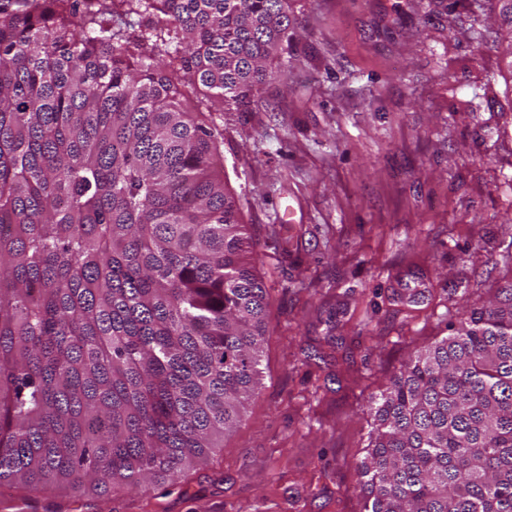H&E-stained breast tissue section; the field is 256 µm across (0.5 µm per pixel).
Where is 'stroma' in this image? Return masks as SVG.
<instances>
[{"label": "stroma", "instance_id": "stroma-1", "mask_svg": "<svg viewBox=\"0 0 512 512\" xmlns=\"http://www.w3.org/2000/svg\"><path fill=\"white\" fill-rule=\"evenodd\" d=\"M245 112L199 117L269 295L262 385L208 462L112 512H361L366 400L512 281V76L497 0H291ZM67 487L0 512H97Z\"/></svg>", "mask_w": 512, "mask_h": 512}]
</instances>
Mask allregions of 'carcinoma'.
Here are the masks:
<instances>
[{
  "label": "carcinoma",
  "instance_id": "obj_1",
  "mask_svg": "<svg viewBox=\"0 0 512 512\" xmlns=\"http://www.w3.org/2000/svg\"><path fill=\"white\" fill-rule=\"evenodd\" d=\"M290 29V0H0V486L165 482L241 421L268 294L182 98L250 109ZM368 410L364 512H512V287Z\"/></svg>",
  "mask_w": 512,
  "mask_h": 512
}]
</instances>
